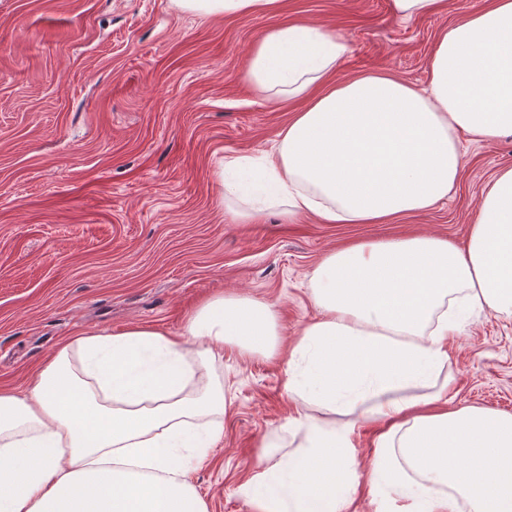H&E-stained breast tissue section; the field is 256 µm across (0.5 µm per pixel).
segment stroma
<instances>
[{
  "mask_svg": "<svg viewBox=\"0 0 512 512\" xmlns=\"http://www.w3.org/2000/svg\"><path fill=\"white\" fill-rule=\"evenodd\" d=\"M481 0L401 19L391 0H280L277 13L200 17L172 0H0V389H23L83 332L176 336L207 299L274 304L283 346L320 319L309 277L329 252L424 234L466 247L481 196L512 167V136L463 144L446 202L388 224L238 223L225 158L269 153L298 108L244 79L256 39L308 20L351 52L338 73L423 84L441 30ZM224 441L189 481L209 512H250L241 483L296 449L284 356L225 347ZM448 406L512 414V317L474 316L448 338Z\"/></svg>",
  "mask_w": 512,
  "mask_h": 512,
  "instance_id": "stroma-1",
  "label": "stroma"
}]
</instances>
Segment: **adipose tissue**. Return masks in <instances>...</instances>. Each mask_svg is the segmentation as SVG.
Segmentation results:
<instances>
[{"mask_svg": "<svg viewBox=\"0 0 512 512\" xmlns=\"http://www.w3.org/2000/svg\"><path fill=\"white\" fill-rule=\"evenodd\" d=\"M200 16L272 12L279 0H173ZM348 43L292 21L254 43L244 77L299 110L264 163L220 173L258 220L387 224L447 200L461 140L512 136V0H486L433 46L424 85L384 71L337 72ZM325 316L290 349L286 389L318 416L288 419L295 451L243 482L255 512H348L359 485L354 429L330 416L365 408L380 425L369 471L376 512H512V416L448 406V338L472 312L512 317V168L483 193L466 251L428 235L330 252L311 276ZM274 306L206 300L179 336L136 326L64 345L25 391L0 390V512H208L179 449L206 462L224 439L225 346L273 354Z\"/></svg>", "mask_w": 512, "mask_h": 512, "instance_id": "obj_1", "label": "adipose tissue"}]
</instances>
